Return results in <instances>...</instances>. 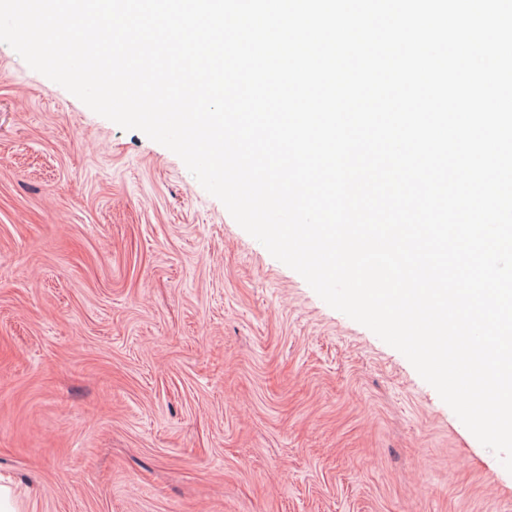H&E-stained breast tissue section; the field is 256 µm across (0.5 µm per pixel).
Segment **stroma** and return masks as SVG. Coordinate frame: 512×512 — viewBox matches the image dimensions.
I'll use <instances>...</instances> for the list:
<instances>
[{
    "mask_svg": "<svg viewBox=\"0 0 512 512\" xmlns=\"http://www.w3.org/2000/svg\"><path fill=\"white\" fill-rule=\"evenodd\" d=\"M14 512H512V473L183 161L0 43Z\"/></svg>",
    "mask_w": 512,
    "mask_h": 512,
    "instance_id": "obj_1",
    "label": "stroma"
}]
</instances>
